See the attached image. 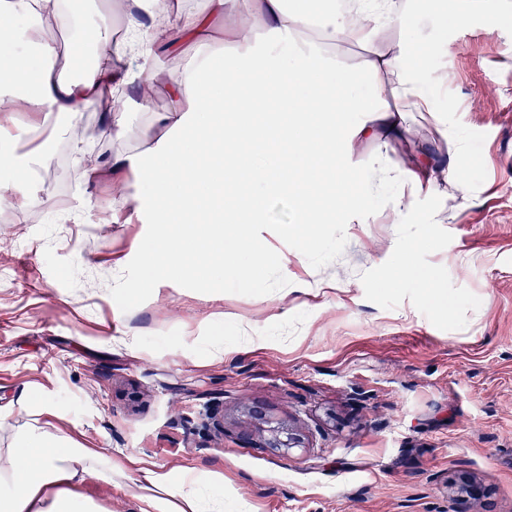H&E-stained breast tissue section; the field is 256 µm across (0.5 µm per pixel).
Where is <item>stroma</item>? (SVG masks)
<instances>
[{
  "label": "stroma",
  "instance_id": "stroma-1",
  "mask_svg": "<svg viewBox=\"0 0 512 512\" xmlns=\"http://www.w3.org/2000/svg\"><path fill=\"white\" fill-rule=\"evenodd\" d=\"M455 0H417L412 57L447 70L430 88L462 145L464 188L416 192L405 152L446 165L430 116L421 140L388 150L392 181L365 183L373 146L355 160L349 190L360 206L337 212L312 242L287 241L291 201L269 198L253 232L265 266L224 263L210 286L175 272L147 289L140 249L153 227L131 219L154 188L100 164L61 209L43 186L4 175L0 204V448L20 430L69 435L112 455L111 480L77 492L103 512H137L141 468L178 478L187 469L224 488V512H450L451 485L471 477V512H512V0H481L466 24ZM62 36L74 73L95 55L77 26L98 22L103 0H76ZM14 113L9 143L32 160L54 145ZM412 200L395 212L399 196ZM253 344L242 345L240 326ZM299 428L289 455L249 436L242 405ZM224 416L216 435L213 413Z\"/></svg>",
  "mask_w": 512,
  "mask_h": 512
}]
</instances>
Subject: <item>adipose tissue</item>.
Returning a JSON list of instances; mask_svg holds the SVG:
<instances>
[{
  "label": "adipose tissue",
  "mask_w": 512,
  "mask_h": 512,
  "mask_svg": "<svg viewBox=\"0 0 512 512\" xmlns=\"http://www.w3.org/2000/svg\"><path fill=\"white\" fill-rule=\"evenodd\" d=\"M63 0H0V113L53 112L76 120L112 92L104 131L119 138L127 113L147 111L156 75L157 46L223 40L231 53L221 61L192 58L170 76L171 105L159 121L167 133L140 152L112 157L156 190L150 206L154 244L141 253L147 284L162 270L195 274L194 256L223 254L228 243L246 242L249 263L263 265L266 249L253 243L261 199H292V225L283 234L313 239L328 216L353 211L358 202L346 184L364 141L378 152L406 132L409 114H436L423 85H441L428 61L413 63L414 28L405 0H203L184 9L151 0L148 17L126 11L127 38L113 40L111 13L83 28L81 40L95 59L79 79L69 53L40 34H27L32 55L15 62L6 46L17 32L15 15L59 17ZM288 54H281V45ZM359 49L341 65L342 48ZM209 92H199L200 83ZM372 89V100L360 94ZM357 122H350L353 113ZM110 459L99 448H75L64 434L35 429L13 447L0 448V512H101L78 500L74 488L101 476ZM193 470L175 482L143 470L132 496L138 512H224L220 490L197 491Z\"/></svg>",
  "instance_id": "adipose-tissue-1"
}]
</instances>
